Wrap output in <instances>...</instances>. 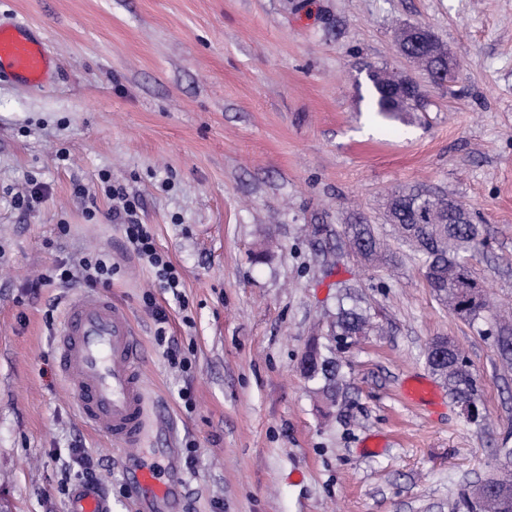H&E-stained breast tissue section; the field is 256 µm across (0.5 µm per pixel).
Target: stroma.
Masks as SVG:
<instances>
[{"label":"stroma","instance_id":"35a3bbf8","mask_svg":"<svg viewBox=\"0 0 512 512\" xmlns=\"http://www.w3.org/2000/svg\"><path fill=\"white\" fill-rule=\"evenodd\" d=\"M0 21L25 22L56 58L45 87L0 81V512H68L81 451L102 461L112 512H148L127 474L159 448L181 459L176 512H460L512 434V367L393 244L385 202L417 186L470 206L487 240L477 276L512 314V0H0ZM400 23L432 29L458 62L402 129L366 111L368 68L407 66ZM104 170L139 197L187 310L126 249ZM35 184L38 208L16 210ZM360 222L391 242L390 266L347 245ZM92 250L111 253L107 293L149 351L139 448L85 423L61 376L54 332L73 289H26ZM340 282L374 329L339 352L326 420L299 362ZM147 291L189 369L157 345ZM438 336L477 372V421L451 399L432 414L402 397Z\"/></svg>","mask_w":512,"mask_h":512}]
</instances>
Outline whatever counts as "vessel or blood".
Instances as JSON below:
<instances>
[{
  "label": "vessel or blood",
  "mask_w": 512,
  "mask_h": 512,
  "mask_svg": "<svg viewBox=\"0 0 512 512\" xmlns=\"http://www.w3.org/2000/svg\"><path fill=\"white\" fill-rule=\"evenodd\" d=\"M52 78L51 58L30 27L0 23V79L41 88ZM56 354L63 378L80 400V414L97 432L129 447H139L148 414L141 370L148 351L126 309L111 297L86 291L72 299L56 335ZM411 402L432 406L441 395L434 385H403ZM136 494L147 505L175 506L184 483L170 449L158 461L130 473ZM68 512H112V503L98 484L74 488Z\"/></svg>",
  "instance_id": "1"
}]
</instances>
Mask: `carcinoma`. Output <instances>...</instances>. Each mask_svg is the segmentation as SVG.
<instances>
[{
	"label": "carcinoma",
	"instance_id": "carcinoma-1",
	"mask_svg": "<svg viewBox=\"0 0 512 512\" xmlns=\"http://www.w3.org/2000/svg\"><path fill=\"white\" fill-rule=\"evenodd\" d=\"M375 90L369 111L384 120H401L409 108L397 102L384 89V84L372 83ZM393 207L388 219L395 224L399 239L417 256L421 268L434 266L432 277L426 279L434 295L462 321L480 327L491 339L504 361L512 364V321L498 318L488 298L474 303L467 299L465 289L480 287L474 261L484 253L485 240L477 224H456L448 212V195L419 189L393 193ZM346 235L353 248L367 261L386 262V254L368 224H349ZM370 319L355 307L339 306L336 321L330 327L331 345L328 354L318 351L303 356L301 370L309 381L318 384L315 393L321 400L332 394L334 369L340 367L335 351L343 348L353 334H366ZM426 364L432 374L448 388V394L462 402L477 403L478 375L463 350L448 340V360H434L425 352ZM464 512H490V506L475 496L474 489L460 493Z\"/></svg>",
	"mask_w": 512,
	"mask_h": 512
}]
</instances>
